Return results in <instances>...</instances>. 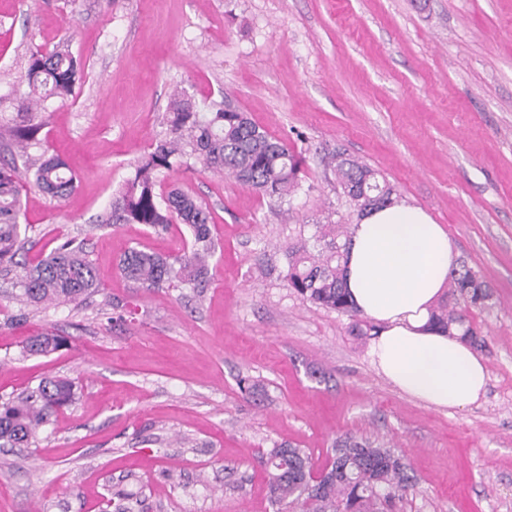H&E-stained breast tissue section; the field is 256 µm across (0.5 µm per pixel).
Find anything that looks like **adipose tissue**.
<instances>
[{
  "instance_id": "ef3b65f1",
  "label": "adipose tissue",
  "mask_w": 512,
  "mask_h": 512,
  "mask_svg": "<svg viewBox=\"0 0 512 512\" xmlns=\"http://www.w3.org/2000/svg\"><path fill=\"white\" fill-rule=\"evenodd\" d=\"M454 263L444 227L400 202L353 226L344 276L355 308L378 327L371 356L386 380L427 405L464 410L485 393L488 371L433 317Z\"/></svg>"
}]
</instances>
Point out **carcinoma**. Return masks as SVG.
Returning <instances> with one entry per match:
<instances>
[{"label":"carcinoma","instance_id":"carcinoma-1","mask_svg":"<svg viewBox=\"0 0 512 512\" xmlns=\"http://www.w3.org/2000/svg\"><path fill=\"white\" fill-rule=\"evenodd\" d=\"M24 69L28 91L17 99V120L0 127V143L6 141L25 154L38 144V134L47 123L48 101L70 96L79 70L65 48L30 52L24 57ZM165 120L167 135L152 145L113 194L106 223L188 226L193 244L183 256L171 260L132 247L120 258L118 269L143 288L176 283L198 287L207 278L208 260L214 253L211 213L180 188L157 192L158 175L177 165L198 163L213 173L233 176L240 184L288 205L292 212L293 202L303 190V157L223 101H213L201 111L181 86L173 90ZM323 162L335 172L336 186L348 208L357 214L364 216L395 201V185L366 162L339 150L325 154ZM25 165L32 172L34 185L53 197L62 198L76 189L77 175L58 156L42 154ZM15 173V163H0L1 273L19 265L17 256L29 243L22 235L24 213ZM350 234V225L342 216L315 225L311 236L297 239L284 250L287 270L283 279L300 297L350 317L351 334L366 336L373 326L358 319L343 284ZM16 287L18 300L27 307L70 304L97 288V274L82 246L66 242L24 267ZM492 297L490 285L459 260L448 274V303L436 310L435 318L448 332L458 331L469 344L482 348L485 340L476 333L467 312L489 306ZM58 347L57 336L43 333L30 339L26 352L47 355ZM75 396L74 381L45 377L0 403V447H31L51 416ZM265 466L269 470V500L276 512H384L414 487L413 477L393 446L353 434L336 439L330 461L317 473L307 453L290 443L274 446L266 454Z\"/></svg>","mask_w":512,"mask_h":512}]
</instances>
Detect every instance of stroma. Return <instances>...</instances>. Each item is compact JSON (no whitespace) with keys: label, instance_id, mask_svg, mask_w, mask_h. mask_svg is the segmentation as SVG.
Returning a JSON list of instances; mask_svg holds the SVG:
<instances>
[{"label":"stroma","instance_id":"35a3bbf8","mask_svg":"<svg viewBox=\"0 0 512 512\" xmlns=\"http://www.w3.org/2000/svg\"><path fill=\"white\" fill-rule=\"evenodd\" d=\"M62 44L81 78L52 103L39 149L79 184L58 199L17 180L28 237L82 244L98 289L34 313L0 278V400L44 377L78 387L37 446L0 448V512H114V490L134 512H273L266 452L291 442L319 469L346 433L403 456L415 487L393 512H512V0H0L1 122L29 49ZM177 85L301 152L308 190L291 224L232 177L161 174L209 207L215 253L202 287L148 289L120 257L178 256L188 227L101 218L165 136ZM338 147L442 224L493 288L492 307L469 314L489 379L468 410L398 392L349 317L281 277L283 247L342 207L322 162ZM47 331L66 346L24 354Z\"/></svg>","mask_w":512,"mask_h":512}]
</instances>
